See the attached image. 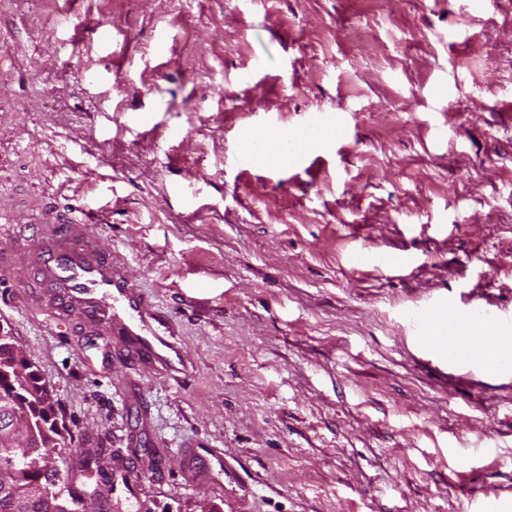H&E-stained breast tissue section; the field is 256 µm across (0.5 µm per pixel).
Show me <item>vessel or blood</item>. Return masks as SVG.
<instances>
[{
  "mask_svg": "<svg viewBox=\"0 0 512 512\" xmlns=\"http://www.w3.org/2000/svg\"><path fill=\"white\" fill-rule=\"evenodd\" d=\"M332 121L328 113H312L299 134L277 140L269 137L267 129H254L247 135L246 147L253 153L295 155L309 144L317 129ZM37 234L36 245L26 248L25 256L37 277L43 303L61 314L75 313L83 323L107 333L112 330L113 319H123V332L132 338V355L171 363L174 347L169 327L156 316L147 299L134 293L124 274L113 265L111 255L91 246V221L75 217L64 224H42ZM436 309V303L429 302L410 315L412 323L425 327L424 336L418 339L425 349L446 342L467 347L478 339L490 349L499 332L512 324L511 316L494 315L479 338L470 313L452 306L440 316Z\"/></svg>",
  "mask_w": 512,
  "mask_h": 512,
  "instance_id": "b4317fda",
  "label": "vessel or blood"
}]
</instances>
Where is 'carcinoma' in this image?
I'll return each mask as SVG.
<instances>
[{
  "instance_id": "1",
  "label": "carcinoma",
  "mask_w": 512,
  "mask_h": 512,
  "mask_svg": "<svg viewBox=\"0 0 512 512\" xmlns=\"http://www.w3.org/2000/svg\"><path fill=\"white\" fill-rule=\"evenodd\" d=\"M10 336H0V403L10 405L21 418L32 422L43 449L15 457L0 456V472L11 479L9 492L0 491V512H56L65 505L78 509L76 495L85 485L68 482L67 458L78 449L66 444L64 427L58 425L57 403L33 365L12 349ZM55 454L53 477L57 481L39 493L31 487L47 482L45 456Z\"/></svg>"
}]
</instances>
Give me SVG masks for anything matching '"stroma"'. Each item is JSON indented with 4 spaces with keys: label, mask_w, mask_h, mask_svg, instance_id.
Returning <instances> with one entry per match:
<instances>
[{
    "label": "stroma",
    "mask_w": 512,
    "mask_h": 512,
    "mask_svg": "<svg viewBox=\"0 0 512 512\" xmlns=\"http://www.w3.org/2000/svg\"><path fill=\"white\" fill-rule=\"evenodd\" d=\"M314 112L348 123L244 150ZM83 212L185 372L59 321L22 256L0 329L112 512H512V365L409 321L512 313V0H0V245ZM335 119L326 112H314L309 118L307 125L294 137H282L273 140L268 135L267 127L262 129H252L246 140V147L252 153L272 152L281 156H296L305 148L312 139L313 133L320 128L327 127ZM437 304L428 302L420 310L414 311L409 315L413 324L423 323L425 327V336H417L418 342L422 348H430L436 345H442L447 341L458 347H468L479 336L474 334L473 320L471 311L460 312L458 309L448 304V312L437 317ZM448 323V336H442L446 333L445 326Z\"/></svg>",
    "instance_id": "obj_1"
}]
</instances>
